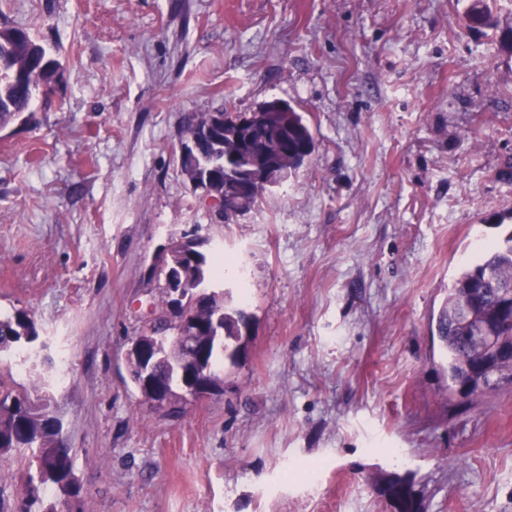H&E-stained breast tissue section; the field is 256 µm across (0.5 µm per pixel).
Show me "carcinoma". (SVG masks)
<instances>
[{"label": "carcinoma", "mask_w": 512, "mask_h": 512, "mask_svg": "<svg viewBox=\"0 0 512 512\" xmlns=\"http://www.w3.org/2000/svg\"><path fill=\"white\" fill-rule=\"evenodd\" d=\"M471 28H497V21L485 0H472L467 11ZM60 61L50 56L46 48L30 36L13 38L0 35V127L30 110L38 98L48 104L45 87L62 79ZM209 113H192L185 125V136L194 140L195 165L184 168L182 173L191 182L206 177L222 183L218 193L224 199V208L218 215L227 216L233 210L234 179H224V156L238 150L232 133L215 140L204 129ZM267 113L255 114L253 137L255 142L270 152L278 151L279 144L267 128ZM288 121V158L285 168L295 173L315 150V137L306 117L294 107L283 114ZM192 240L174 250V259L193 271L197 285L210 291L206 300L195 305L194 294L185 289L183 299L173 298L172 289L161 287L160 314L152 325L147 342L164 347L166 333L173 329L170 317L175 315L174 305L193 315L200 329L204 345V365L218 369L227 358L235 359L244 347L242 328L249 315L233 288L215 283V276L224 271V260L218 255H207L197 245L216 246L210 238L197 237V229L184 233ZM486 289V296L479 310L483 319L490 318L499 305L498 291L512 289V231L502 242L491 246L485 255L466 263L448 286V294L432 319V335L438 338L443 353V369L448 376V392L456 394L458 385L468 380L472 383L469 394L463 397L469 404L491 388L492 383L512 384V363H504L491 375L472 376L473 351L470 337L475 335L476 325L467 321L478 289ZM38 328L33 315L27 310L0 315V357L24 352L29 361V371L37 375L38 386L28 390L14 379L0 374V455L17 452L26 459L23 473L24 496L16 512H55V505L44 502L41 487L52 483L64 493L78 496L80 488L73 471L71 448L61 436L60 422L51 416L47 402L39 405L31 401V395H40L49 387L48 371L42 370L46 358L39 356L36 342ZM379 491L385 497L397 494L403 498L404 512H417L418 507L410 487L398 476L388 478Z\"/></svg>", "instance_id": "carcinoma-1"}]
</instances>
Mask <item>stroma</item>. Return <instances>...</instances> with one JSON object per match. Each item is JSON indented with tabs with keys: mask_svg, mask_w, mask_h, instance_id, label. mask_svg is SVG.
I'll return each instance as SVG.
<instances>
[{
	"mask_svg": "<svg viewBox=\"0 0 512 512\" xmlns=\"http://www.w3.org/2000/svg\"><path fill=\"white\" fill-rule=\"evenodd\" d=\"M0 0L63 65L0 127V314L29 310L78 498L61 512H512V386L448 393V284L512 225V0ZM281 98L308 162L220 220L174 148L189 112ZM198 228L244 270L251 328L222 393L155 413L126 366L149 269ZM471 2L466 14L469 23L468 28L497 29V21L485 0H472ZM379 491L382 495H384L388 500L391 494L400 495L403 498V502L405 505L404 511L398 512H418V507L416 505V501L414 500L410 487L406 483L404 479L398 476H392L388 478L380 487Z\"/></svg>",
	"mask_w": 512,
	"mask_h": 512,
	"instance_id": "35a3bbf8",
	"label": "stroma"
}]
</instances>
